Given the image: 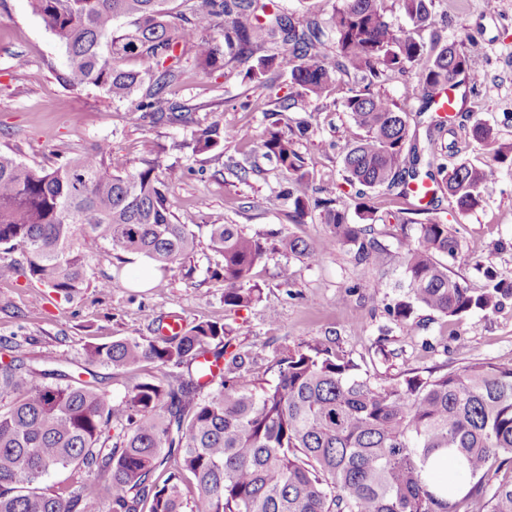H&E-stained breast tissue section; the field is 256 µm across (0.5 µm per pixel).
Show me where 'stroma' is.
<instances>
[{
  "mask_svg": "<svg viewBox=\"0 0 512 512\" xmlns=\"http://www.w3.org/2000/svg\"><path fill=\"white\" fill-rule=\"evenodd\" d=\"M432 22L445 39L463 44L482 76L478 90L461 83L449 88L455 100L453 125L482 121L512 142V124L504 122L505 114L512 113V0H434ZM64 63L63 49L28 0H0V150L23 163L49 168L106 142L111 158L133 168L151 145L161 165L183 170L182 178L166 188L167 204L179 223L236 224L249 234L282 232L317 244L329 237L328 225L316 210L303 223L289 219L288 205L279 195L283 175L274 160L257 156L256 170L244 176L224 167L228 157L255 150L268 129L288 136L304 123L312 133L299 149L318 196L336 199L355 224L362 221L361 205H368L377 218L375 235L392 261L386 272H378L356 264L349 246L342 244L317 263L274 252L254 270L260 302L230 313L224 309V281L211 274L216 258L203 230L183 267L156 275L147 288L130 287L125 280L138 254L116 252L107 242L89 238L83 243L91 257L86 281L71 299L21 274L0 281V338L16 337L28 362L50 356L72 370L87 344L153 336L155 318L173 315L187 328L206 321L229 324L234 344L249 351L261 370L288 349L318 341L331 342L339 356L358 364L361 375L376 384L415 373L449 372L477 359L512 365V303L460 321L421 309L420 327L407 331L386 314L384 299L393 295V285L401 278L399 256L413 246L417 230L400 222L412 200L383 188L361 199L346 179L343 157L353 124L344 102L361 86L354 73L340 75L327 98L293 106L288 98L297 86L288 75H270L266 111H249L243 104L253 89L243 81L240 68L208 73L188 56L169 96L189 109L191 120L154 124L130 102L112 100L95 87H61L55 73ZM375 90L408 114L418 143H428L427 127L439 114L424 110L413 75L388 74ZM213 121L236 129L237 139L215 151L195 152V123ZM429 216L457 231L458 253L448 262L454 278L482 287V270L489 266L512 280V172L503 171L494 194L481 207L463 213L443 195ZM284 264L293 274L289 288L278 276ZM111 277L116 286L102 289ZM269 308L277 310L276 321H266Z\"/></svg>",
  "mask_w": 512,
  "mask_h": 512,
  "instance_id": "obj_1",
  "label": "stroma"
}]
</instances>
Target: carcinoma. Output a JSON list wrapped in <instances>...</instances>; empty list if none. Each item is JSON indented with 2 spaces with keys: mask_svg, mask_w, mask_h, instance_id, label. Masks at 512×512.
Segmentation results:
<instances>
[{
  "mask_svg": "<svg viewBox=\"0 0 512 512\" xmlns=\"http://www.w3.org/2000/svg\"><path fill=\"white\" fill-rule=\"evenodd\" d=\"M33 12L64 51L57 75L67 89L94 86L129 101L154 123L185 120V107L167 90L182 74L184 48L197 67L219 70L246 61L243 79L259 90L270 73H286L300 97L318 101L349 68L368 83L345 101L356 129L344 155L347 180L363 190L407 195L444 191L462 212L492 195L512 144L485 123L445 127L436 120L427 139L446 133L448 158H433L424 172L417 146L407 145L409 120L389 98L373 91L388 70L411 68L424 99L472 70L467 52L431 29L433 0H398L429 39L400 37L384 21V0H344L335 9L334 50L313 19L300 20L274 0H200L190 14L173 15L168 0H29ZM220 26V37L205 30ZM279 34L283 49L263 53ZM133 57L138 68L123 65ZM236 132L217 122L193 131L194 149L219 148ZM309 127L286 137L268 131L263 155L275 160L286 186L282 197L301 221L309 209L311 171L296 148ZM477 144L483 159L461 158ZM108 146L70 157L48 171L0 152V247L18 249L30 277L64 298L83 288L89 256L80 240L102 239L112 250L137 253L163 272L194 254L196 232L170 211L165 185L182 170L160 168L149 146L130 171L108 164ZM323 207L331 236L310 245L295 236L280 250L312 263L333 245H347L359 263L383 265L387 249L371 225L353 224L346 208ZM413 207L403 224H416V244L401 256L404 286L386 305L401 327L419 309L460 320L512 300V281L483 271L487 285L474 291L450 275L441 256L458 248L456 229ZM209 249L220 258L224 307L238 310L261 298L253 271L272 252L268 238L237 224L206 225ZM126 336L84 349L82 370L95 366L139 369L144 377L114 403L97 378L85 380L56 359L38 366L0 349V512H512V480L481 483L494 465L512 468V366L477 360L458 371L407 376L375 386L358 365L316 342L288 351L272 380L257 382L251 354L231 347L232 329L202 322L188 330ZM218 342L223 350L213 351ZM456 482L439 485L442 460ZM82 476L40 487L53 471Z\"/></svg>",
  "mask_w": 512,
  "mask_h": 512,
  "instance_id": "1",
  "label": "carcinoma"
}]
</instances>
